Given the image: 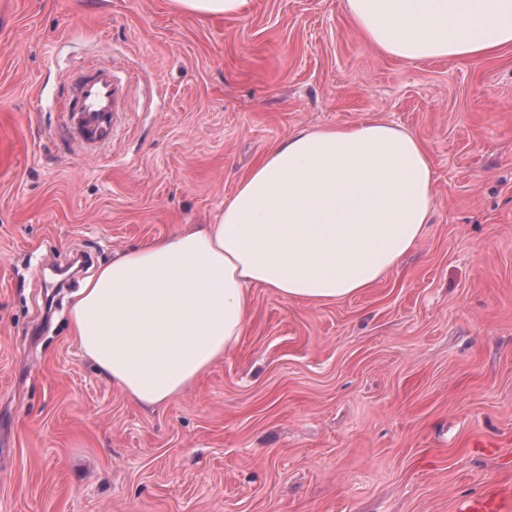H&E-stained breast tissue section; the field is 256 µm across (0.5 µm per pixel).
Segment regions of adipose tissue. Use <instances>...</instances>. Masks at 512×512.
I'll use <instances>...</instances> for the list:
<instances>
[{
  "instance_id": "1",
  "label": "adipose tissue",
  "mask_w": 512,
  "mask_h": 512,
  "mask_svg": "<svg viewBox=\"0 0 512 512\" xmlns=\"http://www.w3.org/2000/svg\"><path fill=\"white\" fill-rule=\"evenodd\" d=\"M357 30L406 61L512 45V0H345ZM434 171L422 139L381 122L301 128L265 155L217 223L112 259L80 288L71 327L135 402L181 394L243 336L249 289L327 303L371 287L418 244Z\"/></svg>"
}]
</instances>
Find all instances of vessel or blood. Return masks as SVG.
Here are the masks:
<instances>
[{
  "label": "vessel or blood",
  "instance_id": "1",
  "mask_svg": "<svg viewBox=\"0 0 512 512\" xmlns=\"http://www.w3.org/2000/svg\"><path fill=\"white\" fill-rule=\"evenodd\" d=\"M73 90L80 107L66 116L69 131L90 146L109 141L120 120L125 84L110 65L99 63L76 75ZM456 512H512V485H490L483 495L460 500Z\"/></svg>",
  "mask_w": 512,
  "mask_h": 512
}]
</instances>
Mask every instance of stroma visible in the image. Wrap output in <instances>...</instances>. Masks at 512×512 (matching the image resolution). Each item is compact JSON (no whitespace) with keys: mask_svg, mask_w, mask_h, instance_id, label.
Returning <instances> with one entry per match:
<instances>
[{"mask_svg":"<svg viewBox=\"0 0 512 512\" xmlns=\"http://www.w3.org/2000/svg\"><path fill=\"white\" fill-rule=\"evenodd\" d=\"M84 62L128 83L95 148L62 113ZM373 121L417 133L435 182L422 239L371 288H252L237 346L155 408L82 354L83 277L213 223L295 130ZM507 479L512 47L406 62L344 0H0V512H455ZM178 11L199 15L235 16L242 12L247 0H169Z\"/></svg>","mask_w":512,"mask_h":512,"instance_id":"stroma-1","label":"stroma"}]
</instances>
